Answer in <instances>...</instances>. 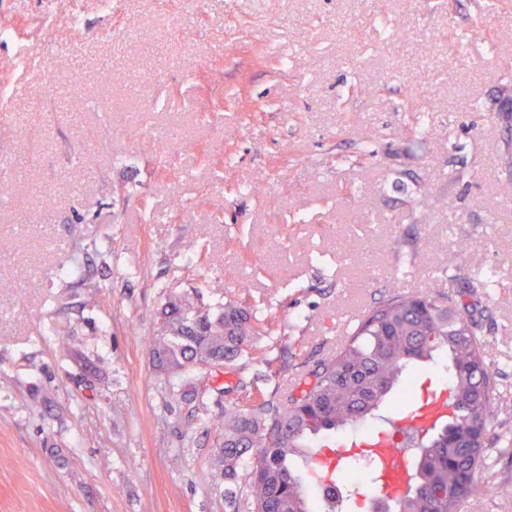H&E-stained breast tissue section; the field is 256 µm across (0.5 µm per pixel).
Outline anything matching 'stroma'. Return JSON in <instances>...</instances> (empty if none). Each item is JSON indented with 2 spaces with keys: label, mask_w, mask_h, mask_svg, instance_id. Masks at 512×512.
I'll list each match as a JSON object with an SVG mask.
<instances>
[{
  "label": "stroma",
  "mask_w": 512,
  "mask_h": 512,
  "mask_svg": "<svg viewBox=\"0 0 512 512\" xmlns=\"http://www.w3.org/2000/svg\"><path fill=\"white\" fill-rule=\"evenodd\" d=\"M71 7L0 0L73 89L16 75L0 43V82L22 87L0 125L28 129L0 137V512H229L212 420L290 391L395 291L467 303L498 386L461 512H512V0H83L86 38ZM169 294L275 319L199 413L152 369ZM64 328L101 382L59 357Z\"/></svg>",
  "instance_id": "1"
}]
</instances>
